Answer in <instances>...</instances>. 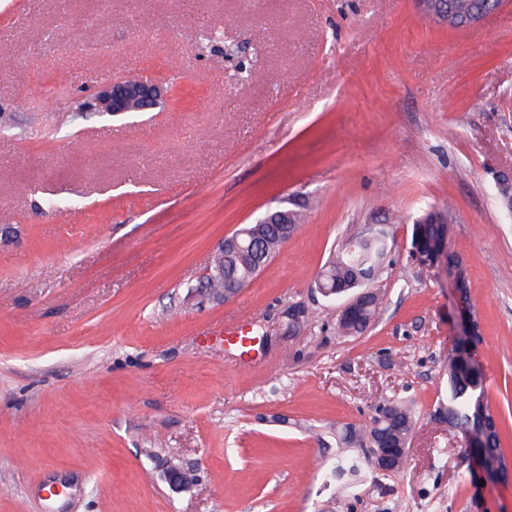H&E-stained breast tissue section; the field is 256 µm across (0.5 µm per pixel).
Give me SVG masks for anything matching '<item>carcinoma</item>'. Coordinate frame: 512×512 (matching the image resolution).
Instances as JSON below:
<instances>
[{
  "mask_svg": "<svg viewBox=\"0 0 512 512\" xmlns=\"http://www.w3.org/2000/svg\"><path fill=\"white\" fill-rule=\"evenodd\" d=\"M449 224L447 213L435 208L426 209L414 221L411 247L420 256L421 264L429 268L437 258L435 242ZM239 246L224 250V278L214 280L213 287L229 290L236 284L240 287L251 281L256 269L264 268L275 256L280 241L274 230L264 224H246L234 232ZM262 237L267 246L260 251L251 245V239ZM391 229L383 224L370 237L360 241L348 239L329 257L319 273L322 286L337 296L358 295L380 275L391 254ZM380 314V297L373 291L362 304L359 314L349 322L336 323V333L343 337L362 335ZM448 377V396L439 404L438 414L446 420L448 427L464 434L474 428L478 408H490L483 385V375L478 369H468L454 353H448L445 364ZM416 425L412 408L402 401L387 400L378 404L369 424L356 428L346 425L337 433L338 443L349 448H359L362 456H346L339 467L356 472L363 463L372 460L384 451L383 445L410 446ZM503 429L499 428L489 437L484 448L489 460L504 456Z\"/></svg>",
  "mask_w": 512,
  "mask_h": 512,
  "instance_id": "carcinoma-1",
  "label": "carcinoma"
}]
</instances>
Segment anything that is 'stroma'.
<instances>
[{
	"label": "stroma",
	"instance_id": "obj_1",
	"mask_svg": "<svg viewBox=\"0 0 512 512\" xmlns=\"http://www.w3.org/2000/svg\"><path fill=\"white\" fill-rule=\"evenodd\" d=\"M133 75L179 100L72 112ZM502 173L512 0L460 31L420 0H0V512H512L434 416L457 303L408 257L447 212L512 462ZM278 208L302 227L260 274L198 293L214 245ZM369 224L393 229L380 315L340 337L315 280ZM238 321L245 358L216 334ZM384 398L415 408L407 466L332 476L337 428ZM449 219L447 213L435 208L426 209L414 221L412 227L411 247L420 256L421 264L430 268L436 261L435 242L442 236Z\"/></svg>",
	"mask_w": 512,
	"mask_h": 512
}]
</instances>
